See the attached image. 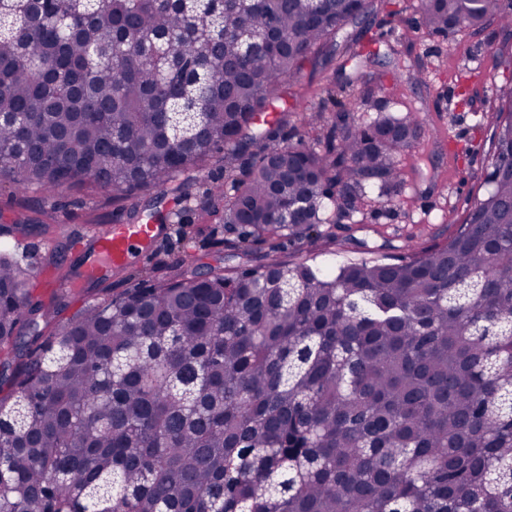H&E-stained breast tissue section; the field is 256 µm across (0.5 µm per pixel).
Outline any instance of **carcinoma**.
Segmentation results:
<instances>
[{
    "mask_svg": "<svg viewBox=\"0 0 512 512\" xmlns=\"http://www.w3.org/2000/svg\"><path fill=\"white\" fill-rule=\"evenodd\" d=\"M428 35L512 0H418ZM370 0H0V175L47 193L164 188L224 148L208 217L233 263L154 267L71 318L0 250V512H512V87L486 194L442 242L324 271L276 257L401 176L420 109L372 89L271 121L306 66L380 63ZM276 28V55L239 31ZM393 68H428L393 52ZM250 152L248 176L236 162ZM264 247L268 260H256Z\"/></svg>",
    "mask_w": 512,
    "mask_h": 512,
    "instance_id": "carcinoma-1",
    "label": "carcinoma"
}]
</instances>
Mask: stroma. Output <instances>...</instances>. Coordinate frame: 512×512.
<instances>
[{
	"instance_id": "stroma-1",
	"label": "stroma",
	"mask_w": 512,
	"mask_h": 512,
	"mask_svg": "<svg viewBox=\"0 0 512 512\" xmlns=\"http://www.w3.org/2000/svg\"><path fill=\"white\" fill-rule=\"evenodd\" d=\"M417 0H376L368 37L384 36L395 49L409 51L429 66L427 83L396 81L387 76L385 98L391 110L415 106L422 110L419 145L400 158L402 180L387 202H372L354 214L356 239L382 247L384 254L405 253L408 246L427 247L444 239L448 227L461 223L478 197L485 194L481 176L488 164L493 132L491 114L498 86L512 81L511 70L494 68L495 52L507 41L495 22L477 30L406 39L405 33L417 18ZM347 91L333 89L323 101L300 95L298 88L285 91L278 111L291 113V139L303 129L302 113L335 111L345 102ZM446 138L449 152L433 160L428 152L432 140ZM186 201L173 202L170 195L153 189L116 202L109 190L66 189L48 194L37 187L16 186L0 181V228L9 227L17 215L31 223L47 225L46 233H33L14 242L22 262L39 266L49 248L61 250L63 267L83 270L96 259L95 231L99 226L130 223L134 213L157 209L168 213L164 232L146 260L127 265L111 276L104 287L118 293L138 279L148 278L157 262L178 266L190 260L214 262L215 241L224 239L223 225L204 219L203 191L224 182V157L216 155L202 173L183 175ZM101 287V288H104ZM100 287L89 285L72 298L67 312L75 314L86 301L99 297Z\"/></svg>"
}]
</instances>
